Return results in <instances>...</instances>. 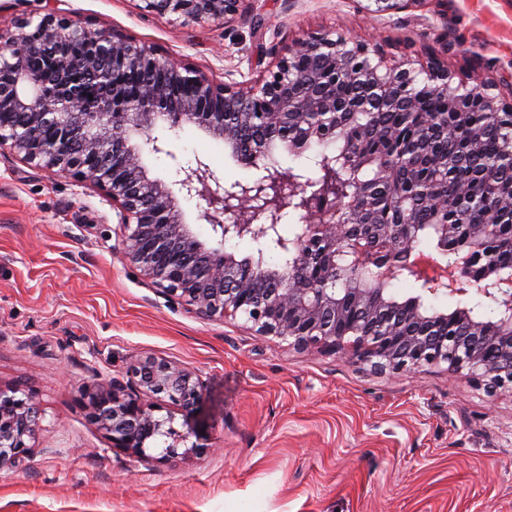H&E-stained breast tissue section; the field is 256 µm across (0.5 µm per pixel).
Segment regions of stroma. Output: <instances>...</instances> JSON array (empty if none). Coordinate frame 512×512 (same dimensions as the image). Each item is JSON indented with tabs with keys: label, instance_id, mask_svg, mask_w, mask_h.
I'll return each instance as SVG.
<instances>
[{
	"label": "stroma",
	"instance_id": "35a3bbf8",
	"mask_svg": "<svg viewBox=\"0 0 512 512\" xmlns=\"http://www.w3.org/2000/svg\"><path fill=\"white\" fill-rule=\"evenodd\" d=\"M51 8L228 83L255 79L272 44L342 30L512 102V0H253L231 23L186 25L137 0H0V33ZM167 137L224 188L252 175L195 125ZM116 224L99 190L0 147V387L43 408L30 456L0 468V512H512V393L201 319L142 279ZM144 353L205 380L204 454L139 461L89 424L84 386Z\"/></svg>",
	"mask_w": 512,
	"mask_h": 512
}]
</instances>
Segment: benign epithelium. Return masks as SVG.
I'll use <instances>...</instances> for the list:
<instances>
[{"mask_svg": "<svg viewBox=\"0 0 512 512\" xmlns=\"http://www.w3.org/2000/svg\"><path fill=\"white\" fill-rule=\"evenodd\" d=\"M139 2L145 12L189 24L233 21L247 0ZM76 45L81 52H73ZM0 49V147L103 192L118 218L123 254L168 301L205 320L241 318L257 335L292 349L347 354L381 373L444 365L452 374L512 389V272L481 254L490 243L484 226L450 224L446 212L431 225L405 218L417 175L402 155L381 156L354 139L342 143L345 167L377 162L379 174L352 196L337 186L327 158L318 183L261 165L272 143L297 151L336 136L345 113L376 105L412 112L424 98L440 97L466 121V91L446 67L389 66L379 47L325 33L273 45L274 65L240 86L117 30L54 12L19 24ZM90 79L98 82L97 97L85 92ZM350 82L364 85L367 97L336 96V86ZM184 123L263 174L224 189L204 161L180 159L171 149L163 132ZM137 136L143 144L134 142ZM145 145L171 160L170 180L148 176ZM180 197L204 203L197 221L211 226L219 247L184 223ZM294 205L306 215L286 236L282 214ZM424 237L448 260L418 253ZM243 239L254 244L244 258L222 248ZM269 248L279 263H267ZM482 255L479 294L488 313L469 305L471 289L462 287ZM406 272L416 279L415 292L398 299L390 287ZM440 296L457 298L455 307H435L431 300ZM203 395L197 372L141 354L124 378L96 379L83 399L89 424L112 447L148 461L202 451L174 421L180 415L189 425ZM41 418L34 393L0 388V467L30 455ZM156 449L159 456L149 454Z\"/></svg>", "mask_w": 512, "mask_h": 512, "instance_id": "benign-epithelium-1", "label": "benign epithelium"}]
</instances>
